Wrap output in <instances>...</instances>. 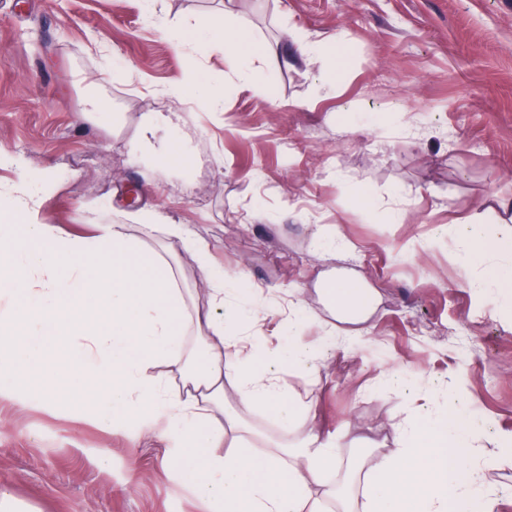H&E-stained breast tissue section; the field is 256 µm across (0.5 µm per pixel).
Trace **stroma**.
Wrapping results in <instances>:
<instances>
[{
  "mask_svg": "<svg viewBox=\"0 0 512 512\" xmlns=\"http://www.w3.org/2000/svg\"><path fill=\"white\" fill-rule=\"evenodd\" d=\"M227 21L269 49L254 80L233 56L170 37ZM305 42L314 62L298 56ZM190 75L220 90L221 108L185 91ZM91 99L119 123L87 120ZM153 112L175 113L184 156L144 151ZM0 148L54 177L44 223L89 236L126 222L169 261L192 312L210 302L192 251L133 216L187 225L224 273V333L246 349L292 340L304 298L303 336L324 359L279 369V383L313 401L322 432L356 419V453L426 397L445 410L453 380L487 423L488 453L512 432L505 299L474 287L460 239L438 231L497 227L512 202V0H0ZM335 232L352 253L334 254ZM334 271L380 294L346 349L316 291ZM395 370L406 385L384 390ZM185 452L178 436L151 444L136 421L101 423L25 382L0 398L14 512H209Z\"/></svg>",
  "mask_w": 512,
  "mask_h": 512,
  "instance_id": "obj_1",
  "label": "stroma"
}]
</instances>
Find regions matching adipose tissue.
<instances>
[{
	"label": "adipose tissue",
	"instance_id": "obj_1",
	"mask_svg": "<svg viewBox=\"0 0 512 512\" xmlns=\"http://www.w3.org/2000/svg\"><path fill=\"white\" fill-rule=\"evenodd\" d=\"M42 173L9 186L0 207V284L14 300L0 305V368L11 381L47 386L53 399L92 403L98 420L163 408L191 450L189 472L213 512H497L501 490L489 468L495 457L478 445L483 421L456 403L428 417L415 412L394 430L392 447L362 465L345 452L342 434H322L312 403L285 395L273 372L252 369L237 337L224 333V276L208 244L190 239L167 215L148 210L189 242L211 292L205 313L189 318L176 275L165 259L144 252L121 224H101L89 238L61 236L42 223ZM466 264L481 284L512 296V266L492 263L512 248V234L465 221L452 227ZM338 321L359 324L376 294L355 277L320 282ZM206 329L207 356L198 369L187 348L189 322ZM178 372L171 392L159 366ZM234 378L242 406L271 409L291 435L272 447L224 403ZM231 456L217 455L223 445Z\"/></svg>",
	"mask_w": 512,
	"mask_h": 512
}]
</instances>
